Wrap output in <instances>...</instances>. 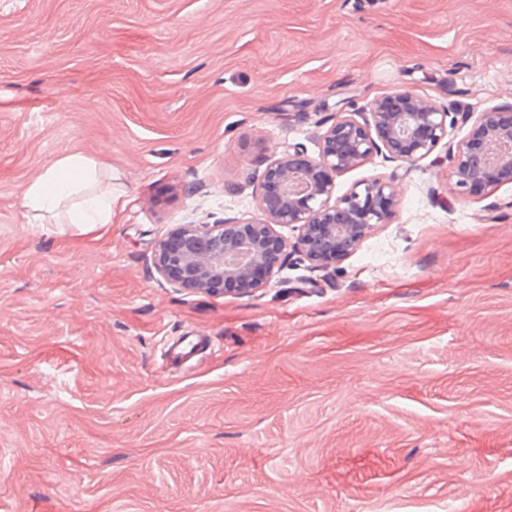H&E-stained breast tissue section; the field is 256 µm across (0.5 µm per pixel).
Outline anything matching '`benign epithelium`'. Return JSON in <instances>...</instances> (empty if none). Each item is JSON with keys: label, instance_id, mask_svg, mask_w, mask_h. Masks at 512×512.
Wrapping results in <instances>:
<instances>
[{"label": "benign epithelium", "instance_id": "1", "mask_svg": "<svg viewBox=\"0 0 512 512\" xmlns=\"http://www.w3.org/2000/svg\"><path fill=\"white\" fill-rule=\"evenodd\" d=\"M474 119V139L448 146L451 176L464 193L498 183L512 169V106L489 107L472 116L440 108L410 91L376 101L357 120L339 115L308 155L301 143L287 144L263 175L253 221L226 219L219 224H175L156 244V270L173 287L215 292L238 280L253 291L282 268L292 249L314 268L348 257L377 224L393 212L398 173L367 180L336 195V178L374 154L410 166L432 155L457 120ZM296 232L290 242L279 229Z\"/></svg>", "mask_w": 512, "mask_h": 512}]
</instances>
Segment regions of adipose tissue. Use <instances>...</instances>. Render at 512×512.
Here are the masks:
<instances>
[{"instance_id": "adipose-tissue-1", "label": "adipose tissue", "mask_w": 512, "mask_h": 512, "mask_svg": "<svg viewBox=\"0 0 512 512\" xmlns=\"http://www.w3.org/2000/svg\"><path fill=\"white\" fill-rule=\"evenodd\" d=\"M97 163L80 154L64 156L26 189L24 205L34 219L89 230L112 221L111 188L101 186Z\"/></svg>"}]
</instances>
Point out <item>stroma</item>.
<instances>
[{
    "label": "stroma",
    "mask_w": 512,
    "mask_h": 512,
    "mask_svg": "<svg viewBox=\"0 0 512 512\" xmlns=\"http://www.w3.org/2000/svg\"><path fill=\"white\" fill-rule=\"evenodd\" d=\"M400 89L512 105V0H0V512H512L511 178L461 194L441 146L335 266L216 293L154 267ZM74 153L111 224L31 223ZM201 342L202 339L197 336H187L169 343L167 353L171 363L175 365L185 364Z\"/></svg>",
    "instance_id": "1"
}]
</instances>
